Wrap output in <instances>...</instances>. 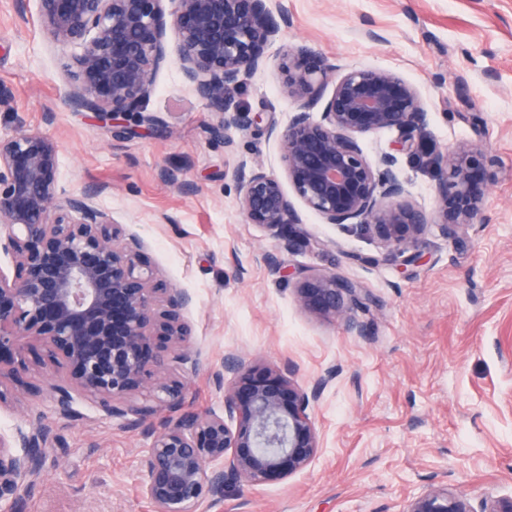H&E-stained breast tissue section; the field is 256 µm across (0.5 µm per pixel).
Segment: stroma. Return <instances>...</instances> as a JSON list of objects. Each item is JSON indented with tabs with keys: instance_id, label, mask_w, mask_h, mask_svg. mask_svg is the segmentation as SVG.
<instances>
[{
	"instance_id": "stroma-1",
	"label": "stroma",
	"mask_w": 512,
	"mask_h": 512,
	"mask_svg": "<svg viewBox=\"0 0 512 512\" xmlns=\"http://www.w3.org/2000/svg\"><path fill=\"white\" fill-rule=\"evenodd\" d=\"M290 25L284 40L309 47L337 73L366 66L397 73L428 113L427 144L468 142L495 161L485 207L463 242L427 225L419 264L382 261L370 231L329 224L302 202L294 207L311 245L267 252L278 242L249 223L231 177L244 161L283 176L277 142L262 127L233 131L234 151L210 138V108L185 81L177 43L155 74L147 109L153 131L118 136L94 113L66 106L69 80L40 20L39 0H0V132L16 125L57 143L66 191L103 186L97 205L143 242L158 278L194 295L184 313L186 346L200 363L186 380L200 412H222L211 372L234 352L259 368L284 362L305 386L329 382L310 411L320 450L287 479L229 487L208 512H403L408 497L433 486L472 503L512 492V0H272ZM277 50L244 78L234 107L286 124L294 103L283 93ZM404 200L435 209V177L397 156ZM186 183L194 192L183 191ZM333 271L370 291L356 311L363 334L315 317L296 300L297 268ZM0 433L42 417L62 440L57 462L29 493L26 512H152L140 493V460L150 441L110 419L88 398L79 420L58 417L46 380L30 370L4 387Z\"/></svg>"
}]
</instances>
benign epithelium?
<instances>
[{
    "label": "benign epithelium",
    "instance_id": "7a95c632",
    "mask_svg": "<svg viewBox=\"0 0 512 512\" xmlns=\"http://www.w3.org/2000/svg\"><path fill=\"white\" fill-rule=\"evenodd\" d=\"M161 2L39 0L70 82L67 106L95 113L102 127L121 134L159 124L146 106L170 30L185 79L212 109L209 135L230 149L231 130L262 121L232 107V93L276 45L286 71L283 91L295 110L285 126L271 122L266 133L279 144L294 194L327 223L354 221L387 254L413 263L410 249L428 218L400 201L406 189L395 156L369 160L358 136L395 131V150L427 153L428 112L417 90L389 70L363 67L338 76L310 63L309 47L283 44L288 16L273 12L271 0H170L168 12ZM330 82L333 92L317 119L313 110ZM493 164L468 143L428 157L436 180L433 223L446 238L461 241L482 210ZM232 176L249 223L266 228L286 251L309 245L277 176L259 163L242 164ZM97 193L59 190L57 145L47 134L19 124L0 135V254L12 264L10 274L0 268V351L25 368L29 347H41L37 371L60 417L78 419L77 399L90 396L106 417L150 439L141 493L153 512H202L230 482L283 479L306 468L320 448L308 409L321 386L300 385L290 362L258 380L254 368L228 354L212 373L224 413L192 409L185 385L168 373L175 363L187 375L198 371L185 347L192 327L183 312L193 297L156 279L141 259L140 239L94 205ZM297 275L305 311L342 319L363 334L351 312L371 302L365 289L331 271L300 268ZM56 445L51 427L40 422L28 433L0 434L6 512H25L29 489ZM402 512H512V494L476 510L463 494L429 488Z\"/></svg>",
    "mask_w": 512,
    "mask_h": 512
}]
</instances>
